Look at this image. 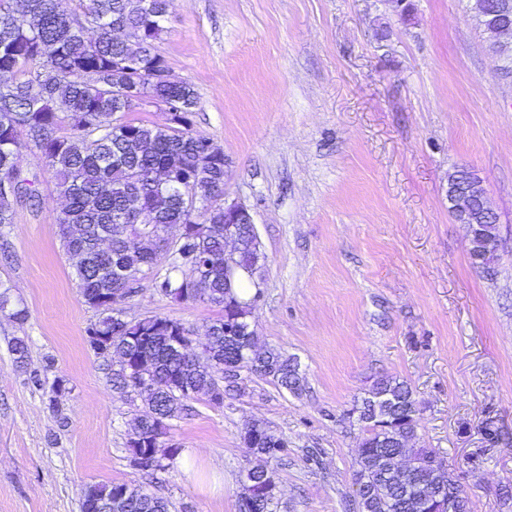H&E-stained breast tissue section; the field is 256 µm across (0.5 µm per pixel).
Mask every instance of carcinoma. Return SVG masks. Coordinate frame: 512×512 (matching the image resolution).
Wrapping results in <instances>:
<instances>
[{"label": "carcinoma", "mask_w": 512, "mask_h": 512, "mask_svg": "<svg viewBox=\"0 0 512 512\" xmlns=\"http://www.w3.org/2000/svg\"><path fill=\"white\" fill-rule=\"evenodd\" d=\"M26 25L14 24L0 11V69L21 57L30 76L8 101H0V180L20 176L23 140L45 159L47 173L65 205L57 216L66 254L77 258L75 276L84 302L98 312L96 334L107 337L108 354L128 358L127 374L110 377L120 392L140 389L149 414L139 419L140 434L152 442L166 434L169 421L190 410V401L221 404L241 392L239 382L224 380V368L240 364L293 394L305 390L298 363L273 349H257L253 336H227L224 326L255 327L253 313L260 296L249 291L251 275L224 287V207L215 194L224 190V156L203 155L207 137L193 131L197 104L194 90L182 83L170 89L179 111L165 124L132 120L113 124L124 107L88 82L92 73L115 85L129 82L120 61L131 58L140 71L139 93L156 91L152 72L167 67L154 42L164 31L168 0H90L86 10L95 20L83 25L72 17L68 0H24ZM468 10L481 27L498 18L512 24V0H469ZM60 103L64 111L54 110ZM68 128L59 135L57 128ZM141 178H134V174ZM203 200V221L186 236L177 258L161 269L165 238L147 226L182 223L184 189ZM17 203L0 196V229L14 223ZM474 223L484 225L489 239L500 238L497 217L482 218L473 204ZM240 264L260 271L262 256L247 224L239 227ZM150 272L155 288L179 303L202 301L224 311L208 327L209 343L200 355L177 349L176 337L192 330L184 323L153 315L126 331L116 330L121 310L105 302L126 279ZM9 287L0 283V311L24 321V308H11ZM34 385L49 389L50 408L61 413L55 394L60 383L35 374ZM352 412L364 423L353 485L358 512H430L435 496L448 498L443 460L431 448H411L417 432V408L408 384L378 377ZM243 442L263 464L252 477L263 493L239 512H278L277 485L267 473L288 454V441L261 422L250 424ZM117 512H170L167 499L128 482L91 485L82 496L81 512L90 499Z\"/></svg>", "instance_id": "obj_1"}]
</instances>
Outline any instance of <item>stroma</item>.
<instances>
[{"label":"stroma","instance_id":"1","mask_svg":"<svg viewBox=\"0 0 512 512\" xmlns=\"http://www.w3.org/2000/svg\"><path fill=\"white\" fill-rule=\"evenodd\" d=\"M171 0L155 42L190 84L194 129L224 152V193L252 210L265 255L254 312L260 346L295 360L301 395L243 373L240 395L201 399L173 420L180 455L153 477L131 464L139 399L113 392L114 360L91 347L45 160L37 206L0 232V281L28 317L0 312V512H81L87 486L134 482L171 512H238L245 426L288 442L281 512H349L361 425L350 409L373 380L406 381L416 448L439 451L470 512H512V62L488 53L468 0ZM482 180L503 244L487 279L448 204V177ZM195 339L220 317L151 278L123 306ZM28 345L24 368L11 353ZM60 381L61 413L32 384Z\"/></svg>","mask_w":512,"mask_h":512}]
</instances>
